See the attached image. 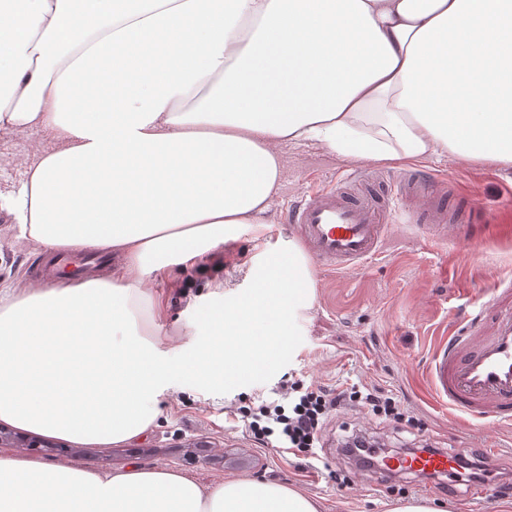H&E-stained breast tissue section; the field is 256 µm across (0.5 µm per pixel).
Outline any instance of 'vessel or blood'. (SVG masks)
<instances>
[{
    "label": "vessel or blood",
    "mask_w": 512,
    "mask_h": 512,
    "mask_svg": "<svg viewBox=\"0 0 512 512\" xmlns=\"http://www.w3.org/2000/svg\"><path fill=\"white\" fill-rule=\"evenodd\" d=\"M367 173L347 174L339 186L316 190L289 210L307 252L333 270L352 269L376 256L391 213L368 189ZM431 388L449 407L475 420H512V289L499 288L435 349ZM464 451L444 449L413 458L388 457L382 472L402 468L452 473Z\"/></svg>",
    "instance_id": "vessel-or-blood-1"
}]
</instances>
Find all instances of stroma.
Returning <instances> with one entry per match:
<instances>
[{"mask_svg":"<svg viewBox=\"0 0 512 512\" xmlns=\"http://www.w3.org/2000/svg\"><path fill=\"white\" fill-rule=\"evenodd\" d=\"M43 131L0 133V193L18 191L34 155L48 142ZM285 167L267 215V227L242 229L235 258L213 267L207 260L189 267L164 269L148 276L144 292L161 302L153 320L154 341L164 356H174L195 342L187 327L192 317L187 295L208 301L216 281L225 296L240 293L250 282L251 257L296 242L285 214L319 185L336 182L347 160L307 144L284 149ZM425 174L433 194L450 211L469 210V223L440 231L413 223L423 212L421 199H392L394 222L379 254L357 268L338 273L313 266L314 299L299 306L296 321L303 342L292 361L269 382L209 394L180 384L156 397L159 417L139 441L112 446L59 442L54 448H17V455L47 464L78 462L99 470L137 459L181 473L204 485L231 477H248L293 487L319 502L321 512H391L399 503L417 499L440 512H507L512 494L491 502L472 498L470 487L453 486L432 495L416 483L392 488L355 476L350 487L336 484L344 462L334 447L342 431L378 428L369 415L345 410L324 433L318 463L295 449L259 448L247 436L241 407L274 397L288 381L318 383L340 390L363 384L381 388L420 417L426 435L443 448H479L494 444L499 465L512 470V429L484 422L472 427L449 414L430 392L427 372L434 346L475 302L488 299L493 288L512 285V171L452 157L434 156L410 165H372L374 182L387 183L401 173ZM47 254L22 238L6 210H0V287L22 289L39 284Z\"/></svg>","mask_w":512,"mask_h":512,"instance_id":"35a3bbf8","label":"stroma"}]
</instances>
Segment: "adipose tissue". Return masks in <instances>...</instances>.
I'll list each match as a JSON object with an SVG mask.
<instances>
[{"label":"adipose tissue","mask_w":512,"mask_h":512,"mask_svg":"<svg viewBox=\"0 0 512 512\" xmlns=\"http://www.w3.org/2000/svg\"><path fill=\"white\" fill-rule=\"evenodd\" d=\"M0 129L51 141L6 208L44 253L111 277L0 289V424L142 438L168 369L137 284L221 257L277 193L282 149L512 169V0H0ZM0 512H319L294 488L205 487L133 460L0 452Z\"/></svg>","instance_id":"ef3b65f1"}]
</instances>
